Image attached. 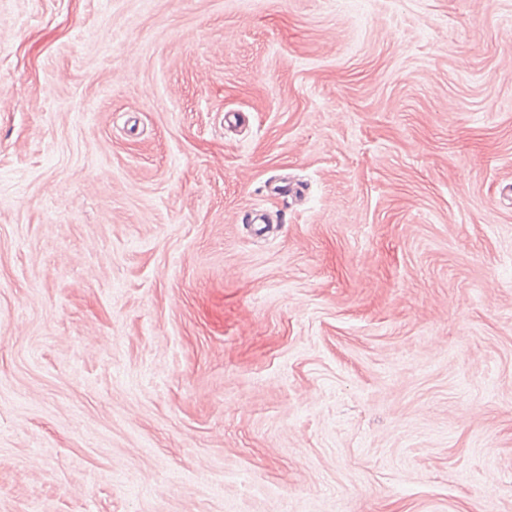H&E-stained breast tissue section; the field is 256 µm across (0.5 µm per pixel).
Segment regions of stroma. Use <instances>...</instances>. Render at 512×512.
I'll list each match as a JSON object with an SVG mask.
<instances>
[{"mask_svg": "<svg viewBox=\"0 0 512 512\" xmlns=\"http://www.w3.org/2000/svg\"><path fill=\"white\" fill-rule=\"evenodd\" d=\"M0 512H512V0H0Z\"/></svg>", "mask_w": 512, "mask_h": 512, "instance_id": "stroma-1", "label": "stroma"}]
</instances>
